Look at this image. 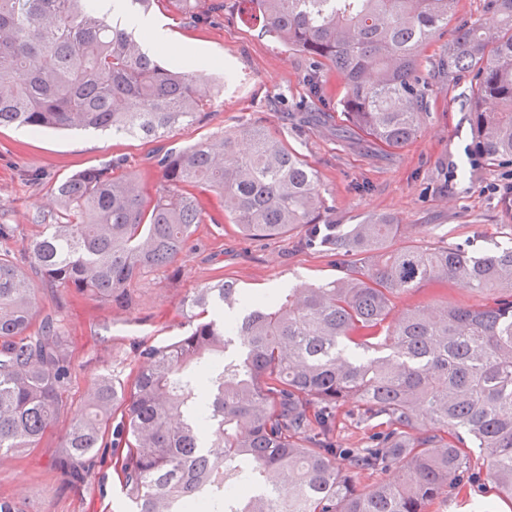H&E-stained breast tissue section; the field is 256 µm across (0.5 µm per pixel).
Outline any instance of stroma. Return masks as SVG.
I'll return each instance as SVG.
<instances>
[{
    "mask_svg": "<svg viewBox=\"0 0 512 512\" xmlns=\"http://www.w3.org/2000/svg\"><path fill=\"white\" fill-rule=\"evenodd\" d=\"M151 15L164 27L171 48L162 59L165 66H182L184 50L202 49L233 74L231 81L216 85L210 114L193 127L173 130L163 145L185 146L256 122L317 171L326 204L323 222L345 228L364 216H387L398 226L388 243L392 249L468 243L484 251L512 241V202L503 197L512 185V165L488 167L471 158L473 135L461 105L468 81L433 88L423 127L404 147L384 154L335 128L304 123L306 57L263 34L259 19L240 15L233 0L223 12L195 24L161 4L152 6ZM153 149L142 139L92 130L32 134L0 127V224L14 228L12 237L0 240V253L23 258L39 231L36 214L53 221L51 188L58 178L117 161L122 173L156 194L163 180ZM34 171L40 181H30ZM190 244L176 268L158 269L134 283L135 303L126 310L87 296L58 303L51 289L38 285L40 310L58 309L66 325L62 349L70 379L60 422L32 452L0 461V498L15 501L20 512H130L111 449H100L83 481L70 483L63 466L69 423L84 412L98 377L132 380L143 346L168 344L186 331L183 302L191 291L223 278L248 293L314 287L370 261L308 244L299 228L273 239L249 238L227 220L197 225ZM434 301L484 307L493 305L494 296L452 278L393 299L392 312ZM478 499L493 504L494 512H512V500L500 498L490 482L475 497L453 492L440 497L430 512H473Z\"/></svg>",
    "mask_w": 512,
    "mask_h": 512,
    "instance_id": "stroma-1",
    "label": "stroma"
}]
</instances>
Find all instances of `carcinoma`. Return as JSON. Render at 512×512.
<instances>
[{
  "instance_id": "cac0c4a2",
  "label": "carcinoma",
  "mask_w": 512,
  "mask_h": 512,
  "mask_svg": "<svg viewBox=\"0 0 512 512\" xmlns=\"http://www.w3.org/2000/svg\"><path fill=\"white\" fill-rule=\"evenodd\" d=\"M456 0H237L265 33L308 57L309 102L384 151L420 130L437 81L471 76L465 106L485 165L512 164V0H484L433 55ZM92 0H0V126L93 129L147 140L199 123L207 78L164 67ZM345 89L327 108L326 74ZM154 197L116 165L58 180L60 221L23 264L0 253V458L37 447L62 415L70 376L65 327L36 321L32 278L127 308L132 284L171 267L192 228L219 219L245 236L303 227L338 252H379L368 268L309 288L251 294L228 280L187 296L195 320L177 340L141 351L131 382L101 380L69 425L73 464L112 435L135 512H429L452 491L491 481L512 500V246L473 255L386 243L397 225L367 219L319 230L325 200L314 168L254 125L171 147ZM459 278L498 293L483 308L432 303L390 316L395 298ZM381 419L364 448L336 437L338 412ZM121 419L112 423L116 412ZM364 474L382 480L358 487Z\"/></svg>"
}]
</instances>
